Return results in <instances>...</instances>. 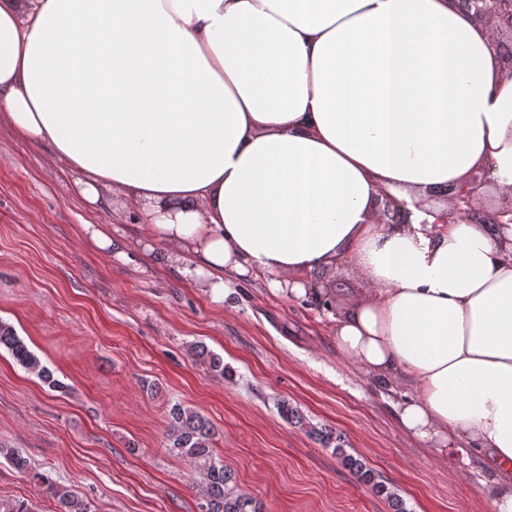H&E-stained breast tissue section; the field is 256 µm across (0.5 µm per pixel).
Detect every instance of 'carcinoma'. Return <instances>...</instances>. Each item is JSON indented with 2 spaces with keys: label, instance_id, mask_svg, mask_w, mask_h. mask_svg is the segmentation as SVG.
<instances>
[{
  "label": "carcinoma",
  "instance_id": "1",
  "mask_svg": "<svg viewBox=\"0 0 512 512\" xmlns=\"http://www.w3.org/2000/svg\"><path fill=\"white\" fill-rule=\"evenodd\" d=\"M0 348L6 349L22 368L36 374L49 386L57 387L52 372L28 348L15 329L1 320ZM189 355L210 373L224 376V360L205 346L190 347ZM279 411L288 422L315 434L325 446H333V452L341 465L372 485L378 494L385 496L391 512H409L398 491L375 480V474L365 460L344 448L343 442L332 429L313 426L296 406L286 400L279 403ZM214 437V427L204 415L179 403L169 407L167 424L162 434L163 447L167 448L169 454L193 464L201 475L203 489L199 512H262L251 495L238 489L234 473L224 466L223 460L217 458ZM0 457L5 458L19 473L31 477L49 493L58 504L56 512H92L85 500L37 471L29 457L19 450L0 446Z\"/></svg>",
  "mask_w": 512,
  "mask_h": 512
}]
</instances>
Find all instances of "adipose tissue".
I'll list each match as a JSON object with an SVG mask.
<instances>
[{
  "instance_id": "1",
  "label": "adipose tissue",
  "mask_w": 512,
  "mask_h": 512,
  "mask_svg": "<svg viewBox=\"0 0 512 512\" xmlns=\"http://www.w3.org/2000/svg\"><path fill=\"white\" fill-rule=\"evenodd\" d=\"M1 122L213 301L357 270L337 352L512 512V224L434 201L476 170L512 190V79L454 0H0ZM388 199L407 223H377Z\"/></svg>"
}]
</instances>
